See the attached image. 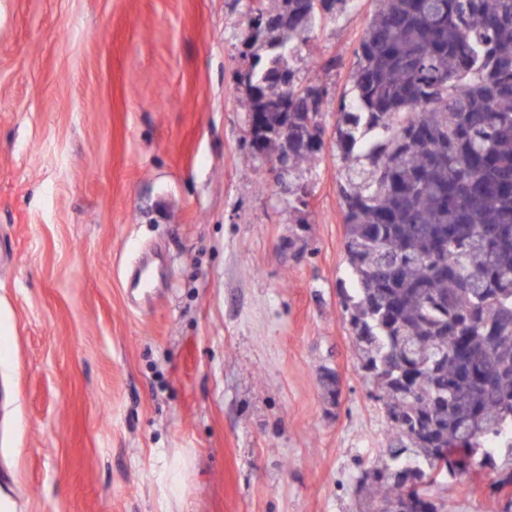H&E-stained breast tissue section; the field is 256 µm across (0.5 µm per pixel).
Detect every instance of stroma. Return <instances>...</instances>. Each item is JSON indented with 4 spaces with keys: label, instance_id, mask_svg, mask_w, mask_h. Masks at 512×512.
I'll use <instances>...</instances> for the list:
<instances>
[{
    "label": "stroma",
    "instance_id": "35a3bbf8",
    "mask_svg": "<svg viewBox=\"0 0 512 512\" xmlns=\"http://www.w3.org/2000/svg\"><path fill=\"white\" fill-rule=\"evenodd\" d=\"M373 9L319 22L295 62L328 86L329 129ZM248 11L0 0L7 512H355L387 440L337 294L341 163L329 133L298 208L251 151ZM155 254L140 304L129 274ZM490 480L433 492L499 512Z\"/></svg>",
    "mask_w": 512,
    "mask_h": 512
}]
</instances>
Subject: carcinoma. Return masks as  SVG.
<instances>
[{"label":"carcinoma","instance_id":"carcinoma-1","mask_svg":"<svg viewBox=\"0 0 512 512\" xmlns=\"http://www.w3.org/2000/svg\"><path fill=\"white\" fill-rule=\"evenodd\" d=\"M357 0H255L242 107L288 194L323 145L327 87L294 59ZM333 134L352 287L340 289L389 444L361 512H448L442 477L494 475L512 512V0H379ZM494 440L501 451L487 448Z\"/></svg>","mask_w":512,"mask_h":512}]
</instances>
